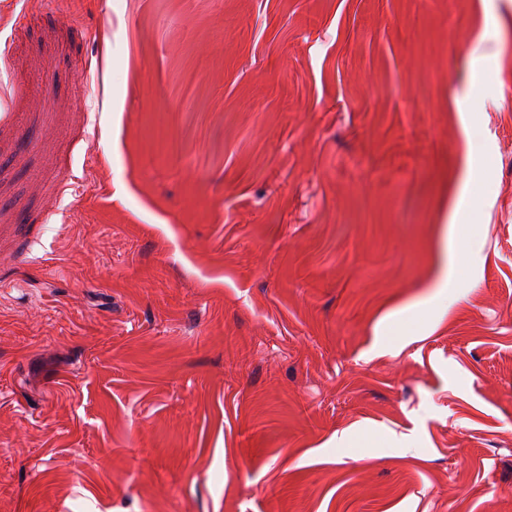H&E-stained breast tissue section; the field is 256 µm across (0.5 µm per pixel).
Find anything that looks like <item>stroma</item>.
<instances>
[{
  "label": "stroma",
  "mask_w": 512,
  "mask_h": 512,
  "mask_svg": "<svg viewBox=\"0 0 512 512\" xmlns=\"http://www.w3.org/2000/svg\"><path fill=\"white\" fill-rule=\"evenodd\" d=\"M0 512H512V0H0ZM468 208V200L465 191L460 196L449 219V235L443 251L446 259V274L443 283L438 288H448V248L451 254L452 276H460L468 266L471 256V244L468 237L462 232L463 228L471 224H460Z\"/></svg>",
  "instance_id": "35a3bbf8"
}]
</instances>
